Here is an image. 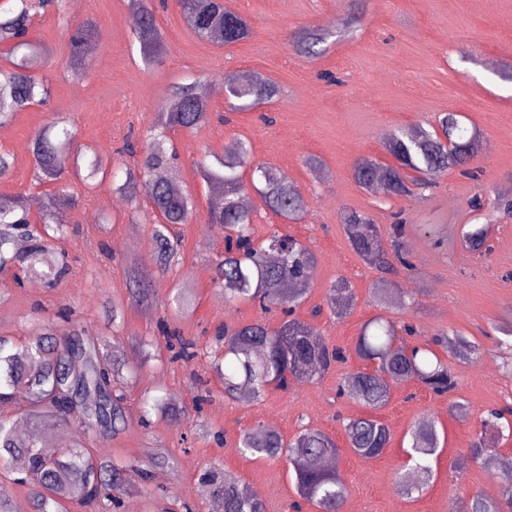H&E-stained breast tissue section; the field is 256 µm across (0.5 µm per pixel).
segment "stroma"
Returning a JSON list of instances; mask_svg holds the SVG:
<instances>
[{"label":"stroma","instance_id":"35a3bbf8","mask_svg":"<svg viewBox=\"0 0 512 512\" xmlns=\"http://www.w3.org/2000/svg\"><path fill=\"white\" fill-rule=\"evenodd\" d=\"M165 37L159 62L144 68L132 41L128 0H83L72 6L63 0L57 10L39 13L30 29L34 41L49 53L37 71L52 85L49 105L32 106L0 128V148L16 157L12 174L0 180V199L51 192L37 184L30 141L52 114H71L77 142L101 149L108 164L128 137L154 121L157 106L172 85L199 75L207 81L262 72L274 79L277 101L249 111H230L223 92L210 94L209 123L194 130L175 131L181 160L175 172L192 190L197 217L179 225L180 255L157 275L158 303L151 311L127 305L121 330L105 316V301L128 298L126 270L152 265V213L146 192L137 202L115 196L103 186L85 193L80 181L67 179L80 194L78 207L66 217L73 232L52 241L53 252L68 253L73 268L55 287L34 286L26 276L14 286L11 274L0 275V335L25 342L36 331L59 333L62 315L71 311L84 326L123 357H132L139 339H158L160 319L174 320L183 336L200 351L189 366L149 360L127 392L126 429L100 444L102 454L140 464L167 449L176 469L154 471L149 491L123 497L122 512H162L177 501L197 512H215L211 494H199L202 466L215 465L242 484L260 490L266 512H292L293 481L285 460L241 456L240 434L258 422L273 424L285 437L304 427L333 437L343 452L339 467L348 487L343 512H465L474 493L497 496L500 470L485 462L466 461L471 440L486 410L512 406V373L503 360L512 351L497 350L506 311L512 307V212L494 210L495 199L512 201V82L501 74L512 67V0H226L227 6L252 26V35L220 48L197 38L187 27L176 0H152ZM359 13L360 26L349 38L332 37L324 54L309 61L290 48L299 28L339 25ZM94 26L97 50L88 74L70 72L66 32L79 25ZM448 112L460 114L481 134L484 147L471 162L473 176L453 169L439 188L381 201L359 187L352 177L354 162L371 156L389 162L383 141L396 128L419 123L430 126ZM250 141L255 159L274 163L299 185L306 210L301 220L287 222L269 212L257 194H250L255 214L254 236L264 239L271 229L289 234L317 257L306 303L298 318L333 346L343 349L347 363L337 365L320 381L270 390L258 402H229L224 383L210 365L215 332L227 323H248L257 316L249 304L228 305L212 284V262L224 250L218 227L207 224L212 197L200 179L197 164L220 154L228 142ZM318 157L324 172L304 163ZM369 212L376 220L384 248L400 242L416 266L414 275L399 274L401 295L415 298L413 308L397 303L378 307L371 297L377 271L349 247L341 224L343 210ZM402 214V235L393 230L394 214ZM489 224V255L481 257L460 241L465 224ZM346 279L356 304L345 318L312 316L337 279ZM191 288L195 305L186 315L163 306L171 288ZM416 324L425 336L456 330L476 340L484 353L464 363L437 347L453 369L457 388L448 398L432 396L410 382L394 389L378 418L392 431L393 441L381 457L367 461L345 451L343 419L361 415L358 403L339 397L336 387L346 373L363 368L355 345L363 324L376 315ZM173 396L177 417H152L143 424L139 399L157 390ZM206 392L202 412L193 405ZM466 404L462 419L448 411L450 401ZM436 421L446 446L433 465L430 487L408 499L398 487L406 455L407 431ZM463 460V467L450 463Z\"/></svg>","mask_w":512,"mask_h":512}]
</instances>
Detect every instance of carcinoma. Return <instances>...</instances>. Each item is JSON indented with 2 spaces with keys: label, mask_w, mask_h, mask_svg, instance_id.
<instances>
[{
  "label": "carcinoma",
  "mask_w": 512,
  "mask_h": 512,
  "mask_svg": "<svg viewBox=\"0 0 512 512\" xmlns=\"http://www.w3.org/2000/svg\"><path fill=\"white\" fill-rule=\"evenodd\" d=\"M177 4L189 29L215 46L229 47L251 36L250 23L228 10L224 0H177ZM58 6L57 0L0 3V44L7 45L13 57L10 67H0L1 127L27 107L45 105L50 100L48 80L34 70L46 48L30 39L29 30L34 12ZM128 6L138 18L133 39L139 45L144 66L150 69L164 49L156 13L150 0H128ZM334 35L336 30L329 26L305 27L294 35L291 49L301 57L314 59ZM67 43L74 72L81 76L95 48L92 25L74 28L67 34ZM279 93L277 82L261 72L247 80L233 75L224 77V99L233 111L272 102ZM156 112V121L143 142L128 140L119 150L133 160V164L122 168L121 178L118 170L106 167L98 149L75 147V126L66 115H56L34 135L31 154L35 179L40 183H55L70 172L91 188L109 185L132 202L137 200L138 187L147 182L148 203L155 217L152 261L156 271L162 272L178 253L176 226L189 223L196 214L189 190L164 177L179 159L170 131L193 130L210 121L204 82L194 79L176 84ZM481 149L479 133L461 126L456 114L448 113L429 130L414 124L386 135L385 150L394 163L384 164L364 156L354 163L352 177L365 190L375 188L385 197H400L415 189H431L448 170L467 166ZM251 154L248 140L235 139L224 146L222 154L214 156L212 163L202 164L199 173L207 188L224 195L223 205L209 211L207 222L218 225L225 238L236 241L234 246L226 245L213 263L212 282L224 293V303L249 302L263 316L276 309L285 316L276 328L263 318L224 325L221 352L212 356L213 368L224 380L225 397L239 399L242 386L246 385L250 400L258 401L271 387L286 391L295 381L316 382L334 366L346 363L348 357L293 317L306 299L316 263L311 249L276 229L261 241L254 237L253 212L241 203L245 191L251 189L259 194L270 212L287 221L301 215L305 200L298 185L279 168L269 162H257ZM247 169L250 173L246 181L243 175ZM34 208L38 210L35 220L31 217ZM341 224L352 250L370 266L382 273L400 268L414 270L398 244H393L390 254L384 250L377 224L367 212L348 209L341 214ZM51 232L56 236L67 233V225L57 223L52 204H44L36 197L0 200V273L24 263L30 271L51 281L65 276L70 270L66 256L50 264L42 258L43 237ZM488 238L487 225H463L462 239L470 251H490ZM127 280L131 301L145 306L156 303L150 271L133 268L127 272ZM397 288L396 281L382 278L373 288V297L384 306ZM166 306L177 314L189 312L193 306L190 290L172 289ZM326 306L338 319L351 313L355 296L346 281L340 280L329 289ZM416 334L412 325L399 326L378 317L368 321L358 337L356 354L371 368L347 373L338 390L367 410L344 424L348 449L364 460L376 459L390 447L391 429L375 412L389 404L395 387L416 381L436 397L449 396L456 388L448 362L437 355L430 342L410 343L409 338ZM164 340L171 363L188 365L198 355L196 343L175 329L166 330ZM433 342L447 344L460 361H471L482 354L476 343L455 331L446 332L443 339L435 338ZM141 367L137 362L108 357L104 345L77 318L68 320L63 335L36 331L20 347L0 336V403H8L21 393L25 408L18 419L42 425L71 416L84 439L104 441L125 429V391L135 382ZM141 410L146 418L175 414L164 394L145 395ZM505 431L512 436V409L489 411L480 420V431L470 444L469 457L474 461L493 457L499 468L512 471V455L495 448L496 438ZM409 444L407 455L414 461L417 474L413 481L400 483L401 494L407 498L422 492L432 478L430 458L438 454L441 445L436 424L412 427ZM237 449L244 457L288 460L299 497L292 508L300 509V502L304 501L318 512H342L347 485L339 466L322 469L304 464L314 458L339 461L341 450L324 431L306 427L287 439L275 427L259 423L240 435ZM16 457L26 464L29 478L24 483L28 485L33 512H63L67 502L92 507L95 512H112L118 505L115 495L130 484L131 475L146 485L152 478L151 469L167 462L160 453L147 466L121 464L91 454L81 442L56 451L41 444L35 434L24 441L19 439L15 421L0 417V467L8 468ZM200 480L210 486L221 512H265L262 500L248 494L222 468H204ZM467 512H512V485L496 497L473 494Z\"/></svg>",
  "instance_id": "cac0c4a2"
}]
</instances>
